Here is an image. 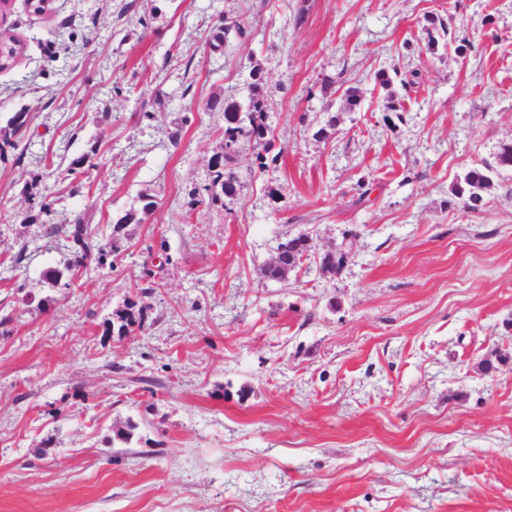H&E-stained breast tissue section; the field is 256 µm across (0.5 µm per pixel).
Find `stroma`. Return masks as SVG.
I'll use <instances>...</instances> for the list:
<instances>
[{
	"label": "stroma",
	"mask_w": 512,
	"mask_h": 512,
	"mask_svg": "<svg viewBox=\"0 0 512 512\" xmlns=\"http://www.w3.org/2000/svg\"><path fill=\"white\" fill-rule=\"evenodd\" d=\"M127 2L11 0L0 25L26 44L0 130L29 114L24 164L0 161V512H512V171L481 211L451 193L512 144V0H459L462 60L427 48L445 0ZM255 68L281 154L240 147L238 195L188 207L224 145L206 104ZM33 183L103 243L133 213L113 266L51 286ZM298 233L310 259L262 277Z\"/></svg>",
	"instance_id": "35a3bbf8"
}]
</instances>
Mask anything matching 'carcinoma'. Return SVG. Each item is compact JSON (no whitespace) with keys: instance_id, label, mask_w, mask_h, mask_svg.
Returning a JSON list of instances; mask_svg holds the SVG:
<instances>
[{"instance_id":"cac0c4a2","label":"carcinoma","mask_w":512,"mask_h":512,"mask_svg":"<svg viewBox=\"0 0 512 512\" xmlns=\"http://www.w3.org/2000/svg\"><path fill=\"white\" fill-rule=\"evenodd\" d=\"M424 29L428 36V46L438 44V37L448 38L446 46H452L455 39L449 37L450 30L444 15L429 13L424 15ZM25 52L24 41L8 32L0 33V59L3 60V69H10L17 59ZM252 83L246 102L211 100L207 107L211 111L224 113V128L222 138L224 140V152L213 156L210 162L209 182L189 193L192 207L200 203L216 205L224 203V199L234 196L238 189V177L233 169L226 165L237 148L244 144H250L257 149L256 162L258 169L265 171L269 168L268 155L271 151L269 138L270 126L268 124L267 98L264 92V78L259 70L252 71ZM11 156L13 162L20 164L25 158V149L19 148L18 142L4 140L0 142V158ZM512 170V145H504L494 157V161H483L469 168L452 187L455 197L463 201L465 208L476 211L484 205L481 191L491 186L492 175L502 170ZM32 208L37 213L27 212L22 217L21 223H40L45 234L60 237L64 241V247L69 253V259L63 269L48 271V279L55 285L69 288L73 283V273L87 268L92 263L102 265L112 255L122 251V239L120 231L123 226L134 219L133 212L126 213L117 220L113 227L112 241L100 244L92 235L88 225L81 219L75 218L66 224L54 222L53 209L44 194L30 195ZM309 237L305 233L298 234L287 239L283 244V251L279 259L265 266L261 270L264 278L279 280L288 274V271L296 267L297 255L309 249L307 241Z\"/></svg>"}]
</instances>
